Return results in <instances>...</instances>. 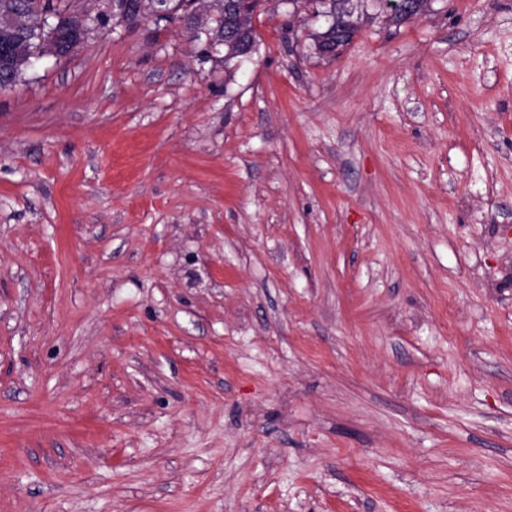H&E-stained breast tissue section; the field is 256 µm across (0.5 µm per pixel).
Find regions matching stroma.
Segmentation results:
<instances>
[{"label": "stroma", "instance_id": "1", "mask_svg": "<svg viewBox=\"0 0 512 512\" xmlns=\"http://www.w3.org/2000/svg\"><path fill=\"white\" fill-rule=\"evenodd\" d=\"M93 24L0 90V512H512V0ZM333 4V10L337 12H341L343 10V26H338L334 28L331 31H327L322 35V41L323 43L331 44L332 42L337 44H347L351 41L352 37L354 36L357 25L354 24L351 18V12H349L344 5L341 4L342 1L340 0H330ZM336 13H330L327 15L330 17V27H334L340 22V17L336 16Z\"/></svg>", "mask_w": 512, "mask_h": 512}]
</instances>
